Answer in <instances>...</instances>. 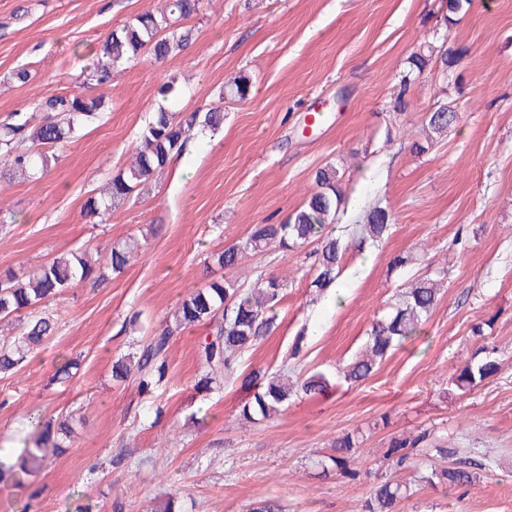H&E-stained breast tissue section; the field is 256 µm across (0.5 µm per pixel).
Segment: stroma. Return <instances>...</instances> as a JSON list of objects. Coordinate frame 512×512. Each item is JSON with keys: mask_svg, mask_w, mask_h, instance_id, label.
I'll use <instances>...</instances> for the list:
<instances>
[{"mask_svg": "<svg viewBox=\"0 0 512 512\" xmlns=\"http://www.w3.org/2000/svg\"><path fill=\"white\" fill-rule=\"evenodd\" d=\"M163 0H0V121L53 94L100 96L42 178H0V273L37 268L55 254L140 245L125 271L85 281L51 302L59 331L15 373L0 377V461L13 464L36 419L71 416L75 434L23 483H0V512H251L276 497L284 512H365L385 476L393 441L423 431L486 463L471 486L417 485L397 512H512V0H200L184 51L115 70L104 86L75 76L117 26ZM462 50L452 68L411 70L419 50ZM28 68L20 84L12 73ZM244 77L246 100L219 101ZM182 87L171 108L224 106V125L202 132L146 194L105 223L84 203L127 168L156 111L159 87ZM457 114L447 134L424 124L435 103ZM321 122L301 130L309 113ZM425 151H416V144ZM342 173L345 197L388 208L379 245L349 238L342 304L311 288L315 244L268 245L220 270L212 256L253 225L282 223L316 191L319 168ZM407 257L393 266L394 257ZM286 286L276 328L245 357L290 377L324 374L332 389L298 396L273 419L245 422L252 388L200 391L198 345L187 327L171 341L168 375L151 394L112 378V362L163 326L192 290L221 277ZM431 277L440 300L417 337L390 351L367 380L339 369L361 350L397 292ZM302 353L292 356L294 342ZM495 357L499 370L473 387L452 385L465 364ZM79 359L80 374L55 380ZM352 434L349 474L323 470L336 438Z\"/></svg>", "mask_w": 512, "mask_h": 512, "instance_id": "obj_1", "label": "stroma"}]
</instances>
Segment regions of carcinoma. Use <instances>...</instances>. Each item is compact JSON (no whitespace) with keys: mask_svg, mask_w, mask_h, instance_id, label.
Listing matches in <instances>:
<instances>
[{"mask_svg":"<svg viewBox=\"0 0 512 512\" xmlns=\"http://www.w3.org/2000/svg\"><path fill=\"white\" fill-rule=\"evenodd\" d=\"M199 0H165L157 10L146 9L126 21L100 44L97 59L78 75L83 85L102 86L112 81V71L132 64L143 56L164 60L183 50L191 40L192 29L182 26L198 11ZM248 82L242 77L225 83L222 96L245 99ZM104 107L100 97L54 94L42 98L29 115H14L0 122V162L6 174L35 181L45 173L51 161L58 160L56 151L63 148L84 124L96 120ZM458 119L457 112L439 104L426 113L425 122L436 133L445 132ZM224 123V108L213 106L206 112H172L161 106L143 129L136 162L114 174L106 192L85 202L86 214L104 223L112 209L120 206L145 185L155 180L172 158L184 150L194 136L195 128L215 131ZM341 176L333 165L317 170V190L306 203L283 224H256L246 239L215 258L221 268L235 267L248 252H257L276 243L287 250L308 242H317L314 251L312 286L324 291L339 277L347 248L341 237L327 231L337 219L341 205L338 182ZM391 223V215L381 206L365 212L363 223L356 227L360 242H381ZM133 244L117 241L110 248L109 265L94 270L79 252H62L47 263L26 274L13 271L0 274V319L16 320V334L0 338V375L7 376L22 367L28 355L43 347L55 332V321L48 304L63 292L92 277L108 279V272L121 273L130 261ZM284 284L275 277L261 280L260 287L248 289L226 278L198 288L175 308L173 319L163 328L139 341L134 352L112 363V377L117 381L135 375L139 389L149 392L165 378L167 351L173 337L189 326L208 324L211 332L198 348L203 374L197 389L207 390L213 382L243 378V384L257 387L253 397L241 407V416L248 421L265 420L282 412L297 394L315 396L326 391L329 381L321 373L301 381L300 386L288 385L282 371L254 369L242 374L240 368L247 352L258 345L275 327L277 309L281 305ZM438 303V288L433 280L421 279L400 295L398 303L385 318L378 320L368 333L366 353L346 362L340 376L350 384L366 380L375 371L378 360L389 351L416 335L422 322ZM498 371V362L488 358L477 364H467L451 377L454 385L469 387ZM73 429L68 417L60 416L35 426L29 434L33 447L26 450L20 468L27 476L41 470L47 456L42 449L49 446L64 448L71 441ZM430 432L423 431L409 440H402L390 452V474L377 483L366 500L367 512H396V506L413 494L410 486L394 479V474L407 467L408 448H418L428 441ZM356 447L353 437L346 434L336 440L334 454L329 456L337 471L346 472V463ZM436 452L448 461V466L421 473L420 482L444 484L448 488L469 486L477 471L485 464L455 448H438Z\"/></svg>","mask_w":512,"mask_h":512,"instance_id":"1","label":"carcinoma"}]
</instances>
